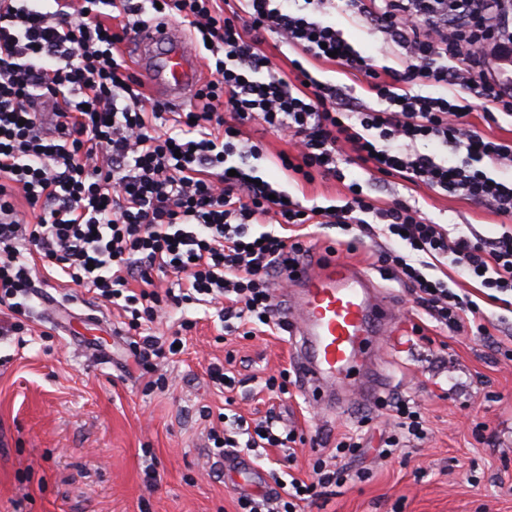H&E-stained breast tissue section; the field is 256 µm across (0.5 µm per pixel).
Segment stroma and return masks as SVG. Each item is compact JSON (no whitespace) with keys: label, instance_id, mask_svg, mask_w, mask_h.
I'll use <instances>...</instances> for the list:
<instances>
[{"label":"stroma","instance_id":"35a3bbf8","mask_svg":"<svg viewBox=\"0 0 512 512\" xmlns=\"http://www.w3.org/2000/svg\"><path fill=\"white\" fill-rule=\"evenodd\" d=\"M244 131L265 148L259 176L306 205L327 206L343 194L334 181L297 187L276 164L286 139L257 121ZM354 174L365 192L407 199L450 231L494 238L512 228V218L489 206L397 178L378 181L360 168ZM305 243L312 262L335 248L371 275L395 309L399 330L375 351L377 400L342 386L311 400L295 381L284 395L268 393L265 377L297 368L289 334H227L205 305L164 319L167 332L180 317L196 322L180 354L139 358L116 308L40 269L25 331L0 341V512H235L241 489L211 455L209 431L219 413L251 420L270 409L303 436L290 456L270 449L282 473L307 478L315 459H333L341 437L364 439L361 456L335 459L346 483L305 512H512V361L503 356L512 349V294L439 263L433 277H450L469 294L490 332L453 336L416 311L411 290L377 266L379 250L402 253L405 245L383 234L355 240L328 224L314 226ZM216 366L236 378L234 389L214 386ZM396 395L420 404L428 435L409 455L384 458L378 450L392 419L379 401ZM152 469L159 480L148 478Z\"/></svg>","mask_w":512,"mask_h":512}]
</instances>
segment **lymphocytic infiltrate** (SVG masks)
Listing matches in <instances>:
<instances>
[{
  "label": "lymphocytic infiltrate",
  "mask_w": 512,
  "mask_h": 512,
  "mask_svg": "<svg viewBox=\"0 0 512 512\" xmlns=\"http://www.w3.org/2000/svg\"><path fill=\"white\" fill-rule=\"evenodd\" d=\"M338 14L380 35L396 66L363 56L332 23ZM169 18L206 50L208 75L187 112L150 98L123 53L145 22ZM272 35L300 53L289 71L264 49ZM511 44L512 0H0V334L22 328L33 257L120 307L146 357L163 348L145 326L190 304L214 306L230 334L279 332L286 322L272 291L306 251L298 229L333 224L402 237L424 260L383 251L382 267L439 328L487 335L478 304L427 271L447 257L482 287L512 292V231L450 237L407 201L362 191L349 167L512 217V183L481 167L511 169L512 139L470 120L476 110L489 124L512 118V78L497 62ZM309 58L361 86L314 77ZM423 85L435 93L421 94ZM254 120L287 135L277 159L290 180H335L341 204L306 206L258 181L264 148L241 132ZM168 271L182 276L178 289L155 286V273ZM382 406L396 418L385 455L423 439L417 405L397 397ZM298 439L271 414L234 418L210 436L221 455ZM312 471L309 483L271 471L273 489L239 495L236 512H303L320 490L345 483L324 459Z\"/></svg>",
  "instance_id": "1"
}]
</instances>
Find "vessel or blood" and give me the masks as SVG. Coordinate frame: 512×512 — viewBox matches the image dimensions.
Wrapping results in <instances>:
<instances>
[{
    "mask_svg": "<svg viewBox=\"0 0 512 512\" xmlns=\"http://www.w3.org/2000/svg\"><path fill=\"white\" fill-rule=\"evenodd\" d=\"M134 44L139 76L156 94L184 104L200 85L197 55L181 30L167 24L142 26ZM294 293L286 316L298 355L300 387L318 397L326 387L351 382L360 356L372 354L381 330L393 319L371 277L326 252L318 267L298 263L287 271Z\"/></svg>",
    "mask_w": 512,
    "mask_h": 512,
    "instance_id": "obj_1",
    "label": "vessel or blood"
}]
</instances>
